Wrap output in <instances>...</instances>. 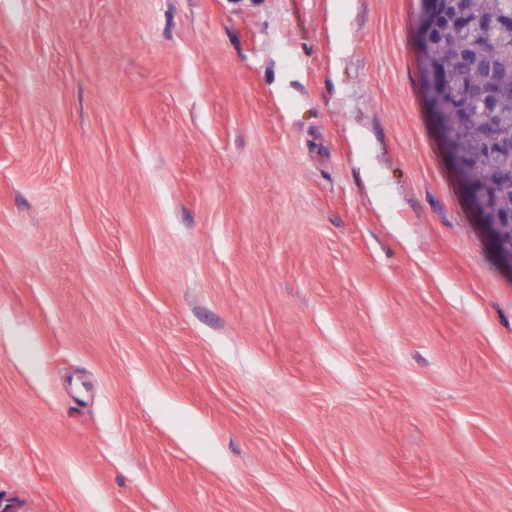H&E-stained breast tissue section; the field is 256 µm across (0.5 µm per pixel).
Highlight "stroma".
<instances>
[{
  "instance_id": "stroma-1",
  "label": "stroma",
  "mask_w": 512,
  "mask_h": 512,
  "mask_svg": "<svg viewBox=\"0 0 512 512\" xmlns=\"http://www.w3.org/2000/svg\"><path fill=\"white\" fill-rule=\"evenodd\" d=\"M418 10L0 0L13 512H512V269Z\"/></svg>"
}]
</instances>
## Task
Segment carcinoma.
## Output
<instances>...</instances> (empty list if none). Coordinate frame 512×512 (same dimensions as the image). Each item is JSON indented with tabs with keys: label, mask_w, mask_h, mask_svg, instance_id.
Listing matches in <instances>:
<instances>
[{
	"label": "carcinoma",
	"mask_w": 512,
	"mask_h": 512,
	"mask_svg": "<svg viewBox=\"0 0 512 512\" xmlns=\"http://www.w3.org/2000/svg\"><path fill=\"white\" fill-rule=\"evenodd\" d=\"M512 0H454L448 13V33L437 32L429 50L444 68L448 96L457 113L456 142L479 189L490 193L502 223L512 222V151L497 153L491 145L512 146ZM482 82L502 92L496 114L466 97Z\"/></svg>",
	"instance_id": "obj_1"
}]
</instances>
